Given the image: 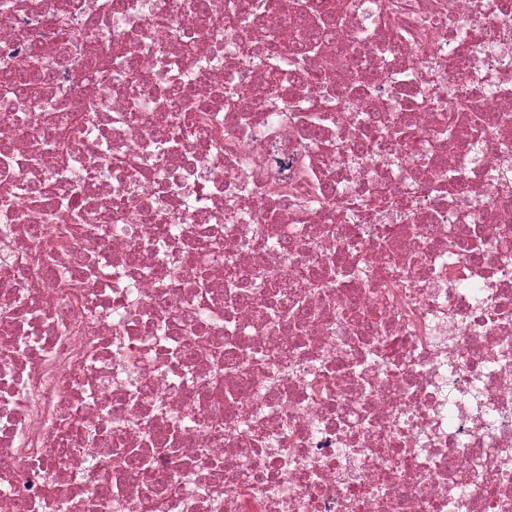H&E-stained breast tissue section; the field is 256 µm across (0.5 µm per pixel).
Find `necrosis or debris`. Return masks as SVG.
<instances>
[{
  "label": "necrosis or debris",
  "instance_id": "4bbe7bcc",
  "mask_svg": "<svg viewBox=\"0 0 512 512\" xmlns=\"http://www.w3.org/2000/svg\"><path fill=\"white\" fill-rule=\"evenodd\" d=\"M211 2L0 0V512H512V16Z\"/></svg>",
  "mask_w": 512,
  "mask_h": 512
}]
</instances>
